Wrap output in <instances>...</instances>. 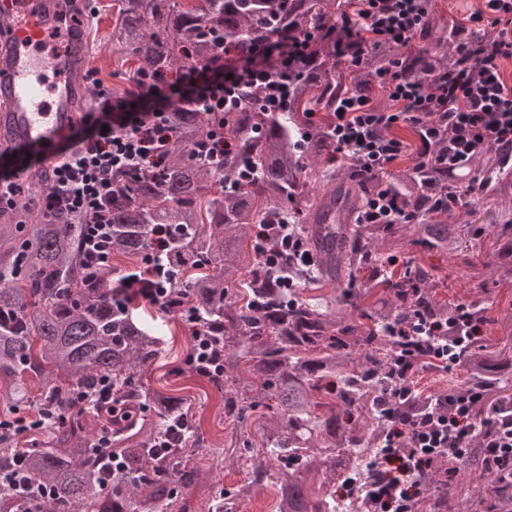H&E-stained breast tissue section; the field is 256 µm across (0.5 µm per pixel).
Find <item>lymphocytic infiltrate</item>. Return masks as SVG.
Returning a JSON list of instances; mask_svg holds the SVG:
<instances>
[{"label": "lymphocytic infiltrate", "mask_w": 512, "mask_h": 512, "mask_svg": "<svg viewBox=\"0 0 512 512\" xmlns=\"http://www.w3.org/2000/svg\"><path fill=\"white\" fill-rule=\"evenodd\" d=\"M430 6L431 0H363L357 14L337 17L328 35L337 57L357 65L376 44L387 42L401 50L376 76L389 107H377L364 96H340L329 120L337 159L356 160L362 171L381 181L391 178L393 165L407 150L391 134L402 124L417 130L424 146L415 155L414 171L453 179L491 148L499 168L512 167V78L504 70L512 61V0H485L466 23L455 26L448 37L453 58L440 68L424 55L417 63L409 61L414 42L425 33ZM316 48L313 37L299 36L278 56L261 55L240 65L228 80L224 67L231 55L216 43L210 59L183 72L191 88L186 97L176 94L163 72L124 98L99 87L81 132L60 147L63 161L49 171V185L37 203L43 218L52 220L62 211L85 224L91 271L111 266V215L104 202L112 194L113 174L159 169L172 112L188 101L206 112L222 110L228 84H263L270 106H279L297 63ZM443 134L447 150L431 155L427 145ZM484 404V394L465 386L426 399L416 416L393 422L384 451L391 478L377 490L393 512H408L420 493L414 473L430 469L441 449H453L462 458L477 444L492 459L512 460V396L488 405L483 419H476Z\"/></svg>", "instance_id": "f902f5d3"}]
</instances>
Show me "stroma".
<instances>
[{
    "label": "stroma",
    "mask_w": 512,
    "mask_h": 512,
    "mask_svg": "<svg viewBox=\"0 0 512 512\" xmlns=\"http://www.w3.org/2000/svg\"><path fill=\"white\" fill-rule=\"evenodd\" d=\"M96 15H85V48L81 54L84 70L93 71L104 86L121 92L128 88V74L136 66L135 60L112 46L109 36L118 10L116 0H98ZM478 6L477 0H432L431 26L427 34L415 43L421 52L437 55L440 38L448 36L452 26L464 22ZM397 264H421L434 269L442 281L440 297L455 303L491 305L500 324L488 327L485 339L505 346L512 354V329L503 330L501 323L512 320V279H499L493 270L495 246L486 241L482 250L468 253L466 259L440 256L424 251L414 241L412 232L401 230L384 246ZM146 317L164 337L166 344L155 363L151 382L154 387L175 396L190 398L194 403L196 422L210 441L199 452V465L212 488L229 492L246 479L245 470L225 464L224 437L228 428L224 423L222 395L203 378H189L177 370L187 357L191 338L182 324L166 315L158 305L146 302Z\"/></svg>",
    "instance_id": "1"
}]
</instances>
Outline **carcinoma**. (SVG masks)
Here are the masks:
<instances>
[{
    "label": "carcinoma",
    "mask_w": 512,
    "mask_h": 512,
    "mask_svg": "<svg viewBox=\"0 0 512 512\" xmlns=\"http://www.w3.org/2000/svg\"><path fill=\"white\" fill-rule=\"evenodd\" d=\"M112 43L138 62L128 77L180 71L204 60L213 36L224 50L251 59L256 50H280L300 34L319 39L336 14L357 10L358 0H118ZM288 107L265 108L261 91L237 90L222 112L182 105L171 123L167 162L148 175L112 176V254L135 262L95 277L84 269L82 224L64 216L46 223L22 197L0 223V383L4 415L31 408L50 415L25 436L0 432V471L14 466V449H26L24 468L52 490L47 499L21 500L0 489V512H187L181 490L199 484L197 452L209 447L188 399L171 396L148 379L161 353L157 330L136 314L132 275L152 288L145 273L156 236L165 233L163 263L175 279L161 309L185 319L190 336L203 335L211 358L186 373L210 380L224 394V420L236 426L254 418V434L267 461L245 460L247 481L230 494L203 487L207 512L236 506L269 487L277 512H336V491L353 468V449L385 444L389 418H404L421 404L391 406L385 390L403 350L431 364L433 344L399 342L390 323L445 321L450 317L493 325L490 308L438 298L440 279L422 265L393 269L381 251L395 228L362 224L379 183L348 163L339 172L329 129L306 115L332 112L336 97L382 88L361 67L336 63L325 43L316 62L294 85ZM229 149L211 151L214 134ZM421 220L410 225L425 250L441 255L483 249L496 236V270L512 277V209L501 199L512 180L498 175L484 199L497 224L448 222V182L417 174L391 182ZM295 224L313 264L269 262L277 246L272 224ZM369 270L357 285L361 270ZM248 271L239 280L236 273ZM286 280L297 292L283 287ZM466 384L487 394L512 381V357L483 341L462 350ZM112 383V406L98 401L99 380ZM89 396L74 409L75 390ZM106 437L119 472L105 486L100 437ZM425 493L413 512H512V464L492 461L473 446L461 460L439 454L417 474Z\"/></svg>",
    "instance_id": "carcinoma-1"
}]
</instances>
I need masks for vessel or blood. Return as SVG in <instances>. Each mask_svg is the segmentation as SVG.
I'll return each instance as SVG.
<instances>
[{"label": "vessel or blood", "mask_w": 512, "mask_h": 512, "mask_svg": "<svg viewBox=\"0 0 512 512\" xmlns=\"http://www.w3.org/2000/svg\"><path fill=\"white\" fill-rule=\"evenodd\" d=\"M62 0H11L13 18L6 34L9 46L0 51V97L9 102L0 114V126L26 147L54 160L48 147L50 133L66 130L82 118L71 105L87 95L89 81L77 67L72 52L48 48L58 26L56 13Z\"/></svg>", "instance_id": "b4317fda"}]
</instances>
